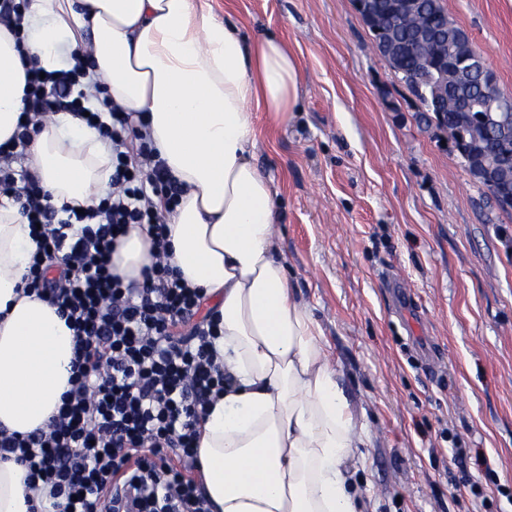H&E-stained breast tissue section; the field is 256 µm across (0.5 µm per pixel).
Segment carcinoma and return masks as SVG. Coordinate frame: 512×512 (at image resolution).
Here are the masks:
<instances>
[{
  "mask_svg": "<svg viewBox=\"0 0 512 512\" xmlns=\"http://www.w3.org/2000/svg\"><path fill=\"white\" fill-rule=\"evenodd\" d=\"M376 2L381 7L372 9L374 19L365 24L389 67L419 101L422 120L435 121L446 129L448 138L465 143L467 157L474 159L463 164L468 173H473V163H482L500 170L512 185V166L504 163L487 141L488 133L500 135L502 129L497 105L484 95L487 73L477 66L481 51L452 19L447 31L425 37L434 16L444 12L440 0H424L425 7L401 15L391 12L389 0H370ZM438 65L452 67L455 74L440 111L434 105L430 78L432 68ZM463 96L470 101V111L460 114L457 109Z\"/></svg>",
  "mask_w": 512,
  "mask_h": 512,
  "instance_id": "cac0c4a2",
  "label": "carcinoma"
}]
</instances>
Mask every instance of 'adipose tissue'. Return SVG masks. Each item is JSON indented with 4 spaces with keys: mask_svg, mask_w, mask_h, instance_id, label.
<instances>
[{
    "mask_svg": "<svg viewBox=\"0 0 512 512\" xmlns=\"http://www.w3.org/2000/svg\"><path fill=\"white\" fill-rule=\"evenodd\" d=\"M24 39L0 25V143L15 134L27 72L64 69L92 47L90 80L146 130L184 193L167 215L169 262L220 315L214 342L230 378L200 427L211 512H365L350 462L368 433L351 409L323 332L279 254V210L255 160L257 115L295 112L301 73L287 40L246 39L212 0H29ZM26 164L57 207L92 211L110 190L112 143L71 113L48 114ZM38 237L0 207V426H44L70 390L74 332L25 294ZM151 239L130 225L113 267L137 278ZM0 512H61L46 486L0 460Z\"/></svg>",
    "mask_w": 512,
    "mask_h": 512,
    "instance_id": "adipose-tissue-1",
    "label": "adipose tissue"
}]
</instances>
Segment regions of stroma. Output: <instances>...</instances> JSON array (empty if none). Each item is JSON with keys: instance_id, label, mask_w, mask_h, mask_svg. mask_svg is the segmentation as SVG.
<instances>
[{"instance_id": "stroma-1", "label": "stroma", "mask_w": 512, "mask_h": 512, "mask_svg": "<svg viewBox=\"0 0 512 512\" xmlns=\"http://www.w3.org/2000/svg\"><path fill=\"white\" fill-rule=\"evenodd\" d=\"M441 4L512 93V0ZM217 9L299 61L297 111L257 115V163L288 277L370 433L360 489L376 512H512V212L422 121L354 0Z\"/></svg>"}]
</instances>
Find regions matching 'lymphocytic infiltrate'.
I'll return each mask as SVG.
<instances>
[{"mask_svg":"<svg viewBox=\"0 0 512 512\" xmlns=\"http://www.w3.org/2000/svg\"><path fill=\"white\" fill-rule=\"evenodd\" d=\"M70 69L31 70L23 120L0 145V200L17 205L40 240L25 290L56 306L76 333L71 388L47 428H0V458L15 455L31 482L64 499V512H211L197 480L198 425L227 378L213 342L220 326L203 313L200 289L164 261L168 229L154 204H177L141 119L80 84L89 53ZM69 112L109 139L111 192L94 213L60 211L37 176L15 170L32 129ZM131 224L145 226L157 258L125 280L110 255Z\"/></svg>","mask_w":512,"mask_h":512,"instance_id":"f902f5d3","label":"lymphocytic infiltrate"}]
</instances>
